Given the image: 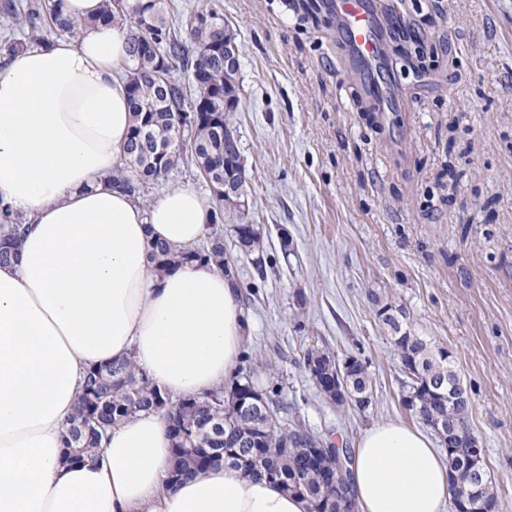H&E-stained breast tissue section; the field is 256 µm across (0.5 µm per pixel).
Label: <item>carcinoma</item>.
<instances>
[{
	"instance_id": "obj_1",
	"label": "carcinoma",
	"mask_w": 512,
	"mask_h": 512,
	"mask_svg": "<svg viewBox=\"0 0 512 512\" xmlns=\"http://www.w3.org/2000/svg\"><path fill=\"white\" fill-rule=\"evenodd\" d=\"M167 0H128L121 5L104 0L98 17L73 21L63 14L62 0H27L4 4L6 19L25 17L29 34L14 39L7 50L42 43L38 32L44 29L76 39L83 28L95 23L121 22L127 26L128 41L123 80L129 90L132 124L121 163L113 181L134 198L143 197L144 187L155 182L187 160L203 174L220 204L214 223L205 238L191 249L173 248L163 242L151 246L149 259L157 266L190 261H206L221 272L231 260L224 252V224L236 234L240 250L259 254L258 267L266 241L260 228L249 222L247 177L237 176L224 184V164L241 157L239 138L232 134V112L239 95V57L224 59V49L216 47L224 15L201 3L181 18L189 42H184L170 26ZM179 63L188 82L173 77V64ZM0 223L8 224V236L0 239V264L12 258V245L18 242L19 226L13 213L0 205ZM382 322L394 333L393 341L402 370L419 378L405 383L404 406L417 419L428 422L431 430L453 436L458 442L474 437L470 422L472 404L453 396L460 378L448 349L436 347L419 336L402 332L401 324L388 305L374 298ZM346 383L351 404L361 412L372 400L361 397L372 393L366 362L350 355ZM340 364L326 349L307 351L305 367L326 371ZM248 375L238 373L228 386H220L195 398L198 408L185 409L186 398L172 399L137 366L125 359L93 367L87 372L78 397V415L66 427L64 440L68 460L83 461L100 451L102 435L112 425L140 412H153L162 406L175 419L179 434L171 435L173 465L169 476L180 479L213 465L226 464L246 477L265 478L291 494L303 497L308 512H339V504L324 496L326 478L334 477L344 495L356 508L350 467L352 451L334 448L315 461L305 451L314 438L300 429L286 430L279 422L259 430L260 413L232 412L225 398L255 393Z\"/></svg>"
}]
</instances>
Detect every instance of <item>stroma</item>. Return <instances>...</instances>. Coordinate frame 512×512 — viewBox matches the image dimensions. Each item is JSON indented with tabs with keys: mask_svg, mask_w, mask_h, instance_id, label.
<instances>
[{
	"mask_svg": "<svg viewBox=\"0 0 512 512\" xmlns=\"http://www.w3.org/2000/svg\"><path fill=\"white\" fill-rule=\"evenodd\" d=\"M203 1L238 44L233 123L249 220L267 238L260 269L224 235L255 387L278 383L280 424L338 446L379 423L415 425L380 297L450 352L496 512H512V0H404L427 52L407 58L383 30V75L408 102L388 123L349 70L329 0H171L169 16ZM310 347L366 361L368 411L320 394Z\"/></svg>",
	"mask_w": 512,
	"mask_h": 512,
	"instance_id": "35a3bbf8",
	"label": "stroma"
}]
</instances>
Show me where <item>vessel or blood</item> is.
<instances>
[{
  "mask_svg": "<svg viewBox=\"0 0 512 512\" xmlns=\"http://www.w3.org/2000/svg\"><path fill=\"white\" fill-rule=\"evenodd\" d=\"M332 10L341 26L348 56L363 79V89L377 110L391 112L393 97L380 76L381 35L371 0H332Z\"/></svg>",
  "mask_w": 512,
  "mask_h": 512,
  "instance_id": "1",
  "label": "vessel or blood"
}]
</instances>
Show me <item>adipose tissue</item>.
<instances>
[{
	"label": "adipose tissue",
	"mask_w": 512,
	"mask_h": 512,
	"mask_svg": "<svg viewBox=\"0 0 512 512\" xmlns=\"http://www.w3.org/2000/svg\"><path fill=\"white\" fill-rule=\"evenodd\" d=\"M102 3L64 0L86 23L79 38L0 59V201L25 218L0 265V512H308L224 465L168 484L171 439L155 412L114 425L98 459H65L89 368L130 357L171 396H201L234 374L249 328L235 276L149 260L152 242L203 239L207 201L181 187L145 208L110 180L131 116L115 72L127 31L92 24ZM352 469L359 512H446L448 469L403 422L367 429Z\"/></svg>",
	"instance_id": "adipose-tissue-1"
}]
</instances>
